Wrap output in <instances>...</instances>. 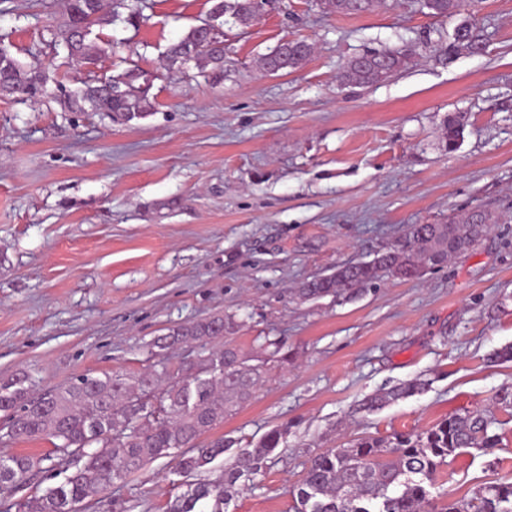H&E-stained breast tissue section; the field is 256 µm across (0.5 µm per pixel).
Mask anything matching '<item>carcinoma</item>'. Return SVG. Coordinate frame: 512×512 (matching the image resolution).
I'll use <instances>...</instances> for the list:
<instances>
[{
  "label": "carcinoma",
  "mask_w": 512,
  "mask_h": 512,
  "mask_svg": "<svg viewBox=\"0 0 512 512\" xmlns=\"http://www.w3.org/2000/svg\"><path fill=\"white\" fill-rule=\"evenodd\" d=\"M142 0H112V19L121 17L138 26ZM210 12L222 17L220 25H253L273 0H211ZM338 14L374 10L380 0H329ZM419 11L434 18L454 15L461 0H416ZM107 22L102 0H64V20L50 30L51 43L63 46L80 64H93L102 57L96 41L89 40L93 27ZM448 47L474 53L482 49L477 28L470 21L457 24ZM311 46L301 39L287 41L277 54L265 55L262 70L293 71L304 65ZM165 58L178 64L223 71L226 65L224 39L202 40L192 26L169 46ZM410 58L409 50L367 52L363 62L350 60L338 75L343 85L372 86L385 81ZM133 69L111 75L112 87L103 80L82 89L77 100L93 110L106 112L112 121L126 124L143 117L152 108L150 89L128 81ZM43 82L41 72L23 68L9 53L0 51V91L30 94ZM444 150H456L464 124L455 114L443 121ZM499 217L474 210L446 224H410L382 255L372 262H350L336 267L331 275L302 283L300 296H333L352 301L386 277L413 279L425 269L439 266L448 258L473 249L498 223ZM231 317L213 318L168 329L154 345L161 349L195 343L204 348L221 333L234 330ZM150 369L134 377L81 375L56 391L30 396L27 375L0 381V411L9 415L0 439L52 440L53 448L43 456L13 454L0 457V495L9 496L26 485L31 473L61 466L63 481L42 494L13 503L16 512H84L100 502V495L118 481L140 472L162 457L176 459L177 472L190 479L187 490L174 498L168 512H226L238 493L243 477L258 474L273 459L285 431L275 428L252 448L238 450L233 465L220 482H193L191 478L230 451L234 442L219 438L207 443L199 439L224 422V416L250 400L265 380L260 365H252L238 348H222L184 364L168 385L158 383L159 374ZM427 386L423 380L394 386L367 398L364 408L374 411L409 397ZM496 421L485 409L454 413L421 432L397 433L390 437L372 435L353 439L343 448H330L310 457L303 479L294 490L293 512H512V481L496 482L474 489L459 500L436 502V475L446 459L466 448L488 452L500 443Z\"/></svg>",
  "instance_id": "1"
}]
</instances>
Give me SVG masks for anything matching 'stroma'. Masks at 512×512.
Masks as SVG:
<instances>
[{
	"mask_svg": "<svg viewBox=\"0 0 512 512\" xmlns=\"http://www.w3.org/2000/svg\"><path fill=\"white\" fill-rule=\"evenodd\" d=\"M208 0H147L139 27L98 29L89 69L51 44L59 0H0V49L40 67L36 98L0 96V380L27 372L36 393L90 374L176 371L194 347L157 336L232 316L226 339L265 363L253 397L207 440L255 445L286 428L261 473L241 480L228 512H293L309 458L363 435L422 431L512 389V0H464L432 18L412 0L341 15L321 0H276L250 27H224L223 74L166 71V47L207 15ZM476 16L484 49L438 52ZM315 47L299 69L267 74L281 40ZM407 47L408 65L370 86L337 79L351 57ZM136 65L154 73L153 106L114 123L69 105L84 82ZM465 119L452 152L443 120ZM476 209L504 218L470 253L413 280L385 279L357 300L297 290L349 261H369L410 224ZM281 339L288 365L266 362ZM416 379L426 389L380 410L364 400ZM500 444L448 457L437 496L512 481V407L493 408ZM163 457L115 483L103 508L167 512L182 490Z\"/></svg>",
	"mask_w": 512,
	"mask_h": 512,
	"instance_id": "35a3bbf8",
	"label": "stroma"
}]
</instances>
